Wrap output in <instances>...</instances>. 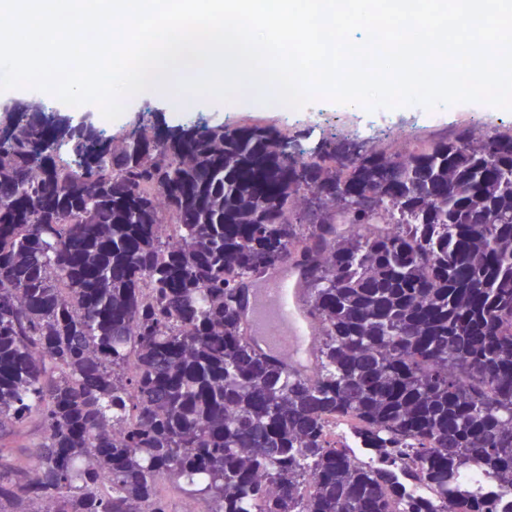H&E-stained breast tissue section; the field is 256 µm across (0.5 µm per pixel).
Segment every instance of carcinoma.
Returning <instances> with one entry per match:
<instances>
[{
  "label": "carcinoma",
  "instance_id": "carcinoma-1",
  "mask_svg": "<svg viewBox=\"0 0 512 512\" xmlns=\"http://www.w3.org/2000/svg\"><path fill=\"white\" fill-rule=\"evenodd\" d=\"M45 112L0 107V512H176L163 476L206 512H500L512 131L304 148L148 117L63 138ZM286 260L314 381L240 321Z\"/></svg>",
  "mask_w": 512,
  "mask_h": 512
}]
</instances>
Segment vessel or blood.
Here are the masks:
<instances>
[{
    "mask_svg": "<svg viewBox=\"0 0 512 512\" xmlns=\"http://www.w3.org/2000/svg\"><path fill=\"white\" fill-rule=\"evenodd\" d=\"M264 288L244 310L246 333L282 367L307 373L315 361L317 323L305 300L298 273L272 272Z\"/></svg>",
    "mask_w": 512,
    "mask_h": 512,
    "instance_id": "vessel-or-blood-1",
    "label": "vessel or blood"
}]
</instances>
